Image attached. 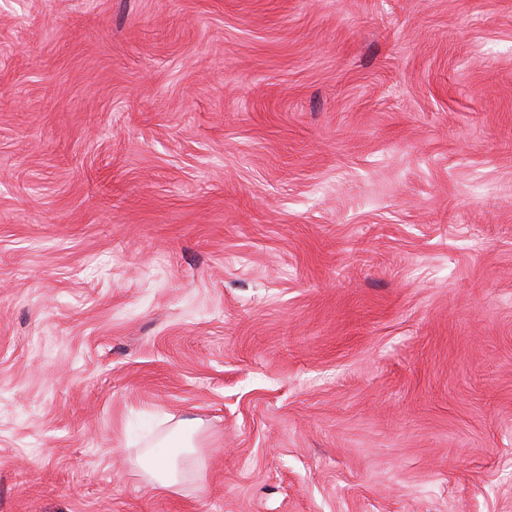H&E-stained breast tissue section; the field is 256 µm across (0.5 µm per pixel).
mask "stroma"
<instances>
[{"instance_id":"1","label":"stroma","mask_w":512,"mask_h":512,"mask_svg":"<svg viewBox=\"0 0 512 512\" xmlns=\"http://www.w3.org/2000/svg\"><path fill=\"white\" fill-rule=\"evenodd\" d=\"M0 512H512V0H0ZM196 423L182 420L165 438V442L170 448H177L176 453L181 452V448H192V435L197 432ZM144 472L153 484L165 489L177 491L181 485V476L168 458L146 455L141 461Z\"/></svg>"}]
</instances>
